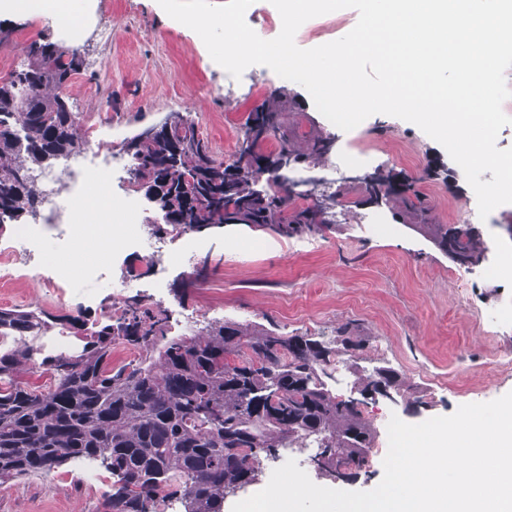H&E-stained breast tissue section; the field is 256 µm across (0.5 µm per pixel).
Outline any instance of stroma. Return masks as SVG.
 Wrapping results in <instances>:
<instances>
[{"instance_id":"stroma-1","label":"stroma","mask_w":512,"mask_h":512,"mask_svg":"<svg viewBox=\"0 0 512 512\" xmlns=\"http://www.w3.org/2000/svg\"><path fill=\"white\" fill-rule=\"evenodd\" d=\"M102 17L112 23V43L87 38L77 47L85 71L64 93L78 116L98 110L112 114L113 145L171 112L189 115L201 135L224 155H232L245 117L271 91L283 87L295 94L299 107L288 113V134L303 141L316 131L330 134L333 146L318 165L301 164L295 175L332 181L330 162L355 146L372 148L356 173L383 168L416 180L437 221L470 224L484 239L512 249V204L501 205L487 219L478 215L477 199L463 172L447 151L415 124L375 114L345 132L326 119L301 85L272 76L266 66L247 68L243 82H229L193 30L159 17L156 0H95ZM358 21L355 9L310 19L295 34L303 49L335 41ZM13 39L0 47V77L21 69L27 44L43 31L55 32L45 16H16ZM105 88L94 99L97 88ZM200 258L208 259L206 278L193 277L194 265L172 254L160 298L144 293L154 269L143 255L127 264L138 285L127 288L151 307L166 309L171 335L181 334L182 313L196 316L194 330L231 319L243 324H273L295 334L335 335L345 323L357 324L369 342L366 366L385 361L399 371L408 387L399 403L384 399L362 407L376 441L387 438L384 418L401 414L403 402L417 424L453 414L459 406L484 403L512 391V370L500 367L512 353V327L497 320L499 308L512 302V274L472 275L468 295L456 290L460 270L387 205L368 201L364 193L336 209V226L310 244L290 248L288 239L244 226L214 228L194 234ZM41 251L54 268H111V252L82 245L77 250L44 240ZM403 414V413H402ZM76 461L11 480L0 487V512H103L105 486L85 484Z\"/></svg>"}]
</instances>
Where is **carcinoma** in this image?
<instances>
[{
	"label": "carcinoma",
	"instance_id": "obj_1",
	"mask_svg": "<svg viewBox=\"0 0 512 512\" xmlns=\"http://www.w3.org/2000/svg\"><path fill=\"white\" fill-rule=\"evenodd\" d=\"M25 67L0 79V226L18 224L41 205L32 175L83 150L86 139L63 89L85 70L78 49L48 34L26 48ZM295 98L271 93L248 113L233 158H219L179 112L170 129L125 141L132 185L184 233L240 224L283 238L322 234L336 212L316 201L298 204L288 181L273 177L280 157L316 165L331 137L317 132L296 145L284 128ZM276 139L279 147L268 143ZM364 191H384L385 203L446 248L463 242L471 259L487 242L469 224H438L414 184L388 171L368 175ZM66 332L78 344L43 354L31 344L0 347V487L32 473L50 472L76 458L96 461L112 476L105 512H159L167 499L184 512H223L224 499L261 472L276 448L323 449L360 469L375 431L360 410L363 400L338 397L331 383L342 364L352 389L366 394L404 386L393 368L359 364L368 339L346 323L334 338L287 334L226 320L191 335L168 336V318L132 298L114 318L0 308V336ZM139 351L114 368L112 345ZM36 368L50 385L20 380Z\"/></svg>",
	"mask_w": 512,
	"mask_h": 512
}]
</instances>
